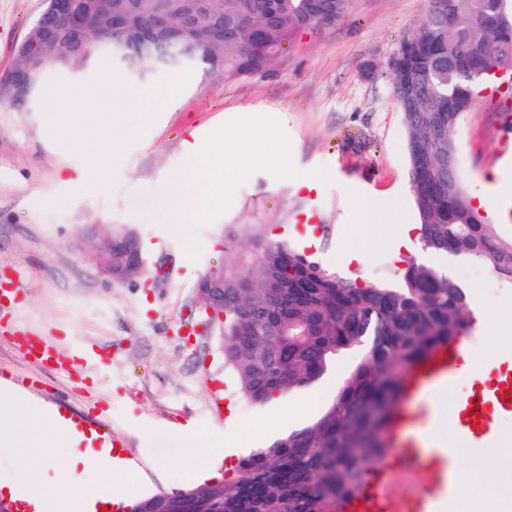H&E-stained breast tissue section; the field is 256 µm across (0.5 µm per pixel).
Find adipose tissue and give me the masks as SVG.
Wrapping results in <instances>:
<instances>
[{
  "instance_id": "ef3b65f1",
  "label": "adipose tissue",
  "mask_w": 512,
  "mask_h": 512,
  "mask_svg": "<svg viewBox=\"0 0 512 512\" xmlns=\"http://www.w3.org/2000/svg\"><path fill=\"white\" fill-rule=\"evenodd\" d=\"M173 98L172 92L163 89L134 92L110 82L103 109L113 113L114 119L99 134L78 181L101 175L108 158L139 123L167 108ZM132 102L137 105V116L131 122L124 113ZM279 120L276 112L241 109L228 123L215 128L209 139L186 143L184 165L167 187L164 221L173 232L183 233L185 225L202 217L211 204L232 202L236 182L256 164L287 166L288 146L277 138ZM484 323L486 340L468 353L461 378L477 379L484 366L512 352V305L486 312ZM61 445L69 453L61 489L52 493L42 475ZM177 445L197 476L207 473L208 463L224 453L221 445L210 443L189 427L183 429ZM0 447L15 451L14 475L0 479V493L30 504L33 512H94L100 502L120 506L134 476L125 459L113 455L111 449L93 447L91 438L71 431L59 413L33 416L26 398L6 386L0 387ZM474 472L464 471L455 486L457 512H495L496 507L512 506L511 475L488 483L477 480Z\"/></svg>"
}]
</instances>
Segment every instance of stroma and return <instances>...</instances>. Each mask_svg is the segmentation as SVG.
<instances>
[{
	"label": "stroma",
	"instance_id": "35a3bbf8",
	"mask_svg": "<svg viewBox=\"0 0 512 512\" xmlns=\"http://www.w3.org/2000/svg\"><path fill=\"white\" fill-rule=\"evenodd\" d=\"M44 7L45 0H0V74L13 68ZM430 9L431 0H352L341 22L299 36L266 73L206 78L191 68H157L142 79L101 52L87 66L46 72L40 94L24 107L0 101V281L18 285L13 301L0 302V370L28 379L23 393L34 407L60 402L111 421L112 441L136 473L127 485L132 499L190 488L173 440L183 426L214 441L247 426L244 456L269 442L261 429L269 408L243 397L220 336L197 311L199 277L233 263L239 242L292 243L363 285L396 279L404 256L368 241L366 229L381 215L359 201L397 199L405 222L417 221L389 61ZM112 77L134 91L173 84L178 99L126 140L105 174L73 184L94 144L59 148L45 94L81 91L78 121L102 124L108 117L96 92ZM244 108L282 113L287 168L254 167L231 204H216L186 235L174 234L162 220L165 186L183 166L184 141L207 138ZM456 144L468 196L484 193L499 169L512 194V89L483 90L462 116ZM310 175L318 176L317 189L297 188ZM119 231L138 237L143 257L141 275L123 284L92 251ZM352 249L362 252L361 263L345 264ZM409 255L465 288L475 317L512 301V283L472 259L429 255L417 245ZM24 326L63 351L79 340L97 345L99 357L66 374L20 350ZM360 356L357 349L340 355L318 402L300 421H284L281 432L313 421Z\"/></svg>",
	"mask_w": 512,
	"mask_h": 512
}]
</instances>
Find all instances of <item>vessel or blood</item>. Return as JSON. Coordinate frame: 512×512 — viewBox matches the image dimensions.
<instances>
[{
    "instance_id": "1",
    "label": "vessel or blood",
    "mask_w": 512,
    "mask_h": 512,
    "mask_svg": "<svg viewBox=\"0 0 512 512\" xmlns=\"http://www.w3.org/2000/svg\"><path fill=\"white\" fill-rule=\"evenodd\" d=\"M19 342L29 355L58 362L65 372L71 371L73 362L96 356L94 347L78 344L70 348L68 361L60 362L37 337L23 336ZM468 351L467 343L451 342L434 350L410 371L406 391L389 430L390 459L372 471L361 493L345 504L343 512H403V500L392 492L396 477L403 470L419 486L412 505L414 512H446L459 475V458L489 445L495 434L486 418L487 412L496 410L512 415V376L486 379L473 394L457 399L455 413L448 416L451 442H441L435 436L431 439V447H421L417 435L418 413L424 409L426 397L435 389L454 385L456 372Z\"/></svg>"
}]
</instances>
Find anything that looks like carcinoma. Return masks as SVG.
I'll return each mask as SVG.
<instances>
[{"instance_id": "1", "label": "carcinoma", "mask_w": 512, "mask_h": 512, "mask_svg": "<svg viewBox=\"0 0 512 512\" xmlns=\"http://www.w3.org/2000/svg\"><path fill=\"white\" fill-rule=\"evenodd\" d=\"M189 0H91L94 36H111L112 11L123 6L135 30L159 11ZM351 0H210L235 27L213 36L208 13L191 36L207 61L204 76L262 71L300 34L342 20ZM493 17L511 27L491 28ZM413 52L390 64L395 99L408 130L409 179L423 249L465 256L512 283V242L501 241L461 187L455 132L484 70L512 71V0H433L427 20L409 37ZM64 43L41 59L39 71L83 67ZM472 325L468 297L448 274L413 259L398 279L373 285L347 280L311 256L279 242L240 246L224 266V362L243 396L264 404L321 379L337 356L362 357L319 416L242 458L222 482L139 500L147 512H336L354 496L371 465L382 462L385 432L407 372L435 348Z\"/></svg>"}]
</instances>
